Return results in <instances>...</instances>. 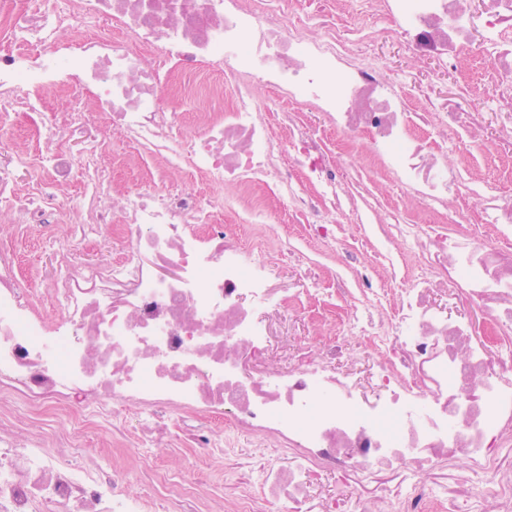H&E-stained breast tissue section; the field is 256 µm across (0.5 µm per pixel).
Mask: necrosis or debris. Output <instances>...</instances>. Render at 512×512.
<instances>
[{
	"instance_id": "1",
	"label": "necrosis or debris",
	"mask_w": 512,
	"mask_h": 512,
	"mask_svg": "<svg viewBox=\"0 0 512 512\" xmlns=\"http://www.w3.org/2000/svg\"><path fill=\"white\" fill-rule=\"evenodd\" d=\"M302 5L0 0V223L52 234L59 268L25 289L0 248V395L43 429L0 415V512H158L122 470L99 479L69 450L97 425L150 469L190 413L223 419L193 442L211 455L244 433L272 444L256 479L288 512H346L316 490L327 472L385 512H512V200L474 163L512 169V0H325L323 23ZM368 16L452 74L449 105L374 55ZM197 97L220 107L182 120ZM118 143L155 162L137 188L115 177ZM352 165L418 204L379 224L340 300L343 331L380 353L368 385L337 369L340 339L270 360L275 315L339 301L278 287L277 226L346 246ZM171 171L190 187L171 190ZM76 225L111 261L73 250ZM376 265L392 287L370 288ZM54 413L71 432H46Z\"/></svg>"
}]
</instances>
